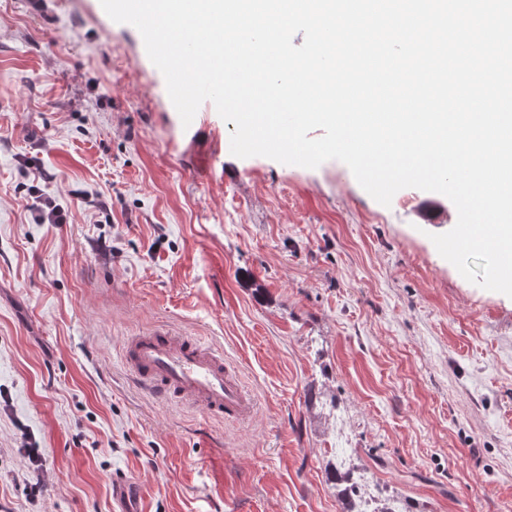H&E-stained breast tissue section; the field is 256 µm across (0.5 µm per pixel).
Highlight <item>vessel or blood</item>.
Listing matches in <instances>:
<instances>
[{"mask_svg":"<svg viewBox=\"0 0 512 512\" xmlns=\"http://www.w3.org/2000/svg\"><path fill=\"white\" fill-rule=\"evenodd\" d=\"M122 358L128 371L170 401L232 421L252 418L256 403L244 390L221 348L168 328L127 337Z\"/></svg>","mask_w":512,"mask_h":512,"instance_id":"1","label":"vessel or blood"}]
</instances>
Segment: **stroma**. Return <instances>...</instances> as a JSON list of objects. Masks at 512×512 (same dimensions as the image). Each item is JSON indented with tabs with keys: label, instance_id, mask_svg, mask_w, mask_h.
<instances>
[{
	"label": "stroma",
	"instance_id": "obj_1",
	"mask_svg": "<svg viewBox=\"0 0 512 512\" xmlns=\"http://www.w3.org/2000/svg\"><path fill=\"white\" fill-rule=\"evenodd\" d=\"M234 130L209 101L183 126L100 0H0V512H112L118 473L143 512H340L348 458L409 512H512V298L436 250L452 202ZM162 326L223 348L249 423L123 368Z\"/></svg>",
	"mask_w": 512,
	"mask_h": 512
}]
</instances>
